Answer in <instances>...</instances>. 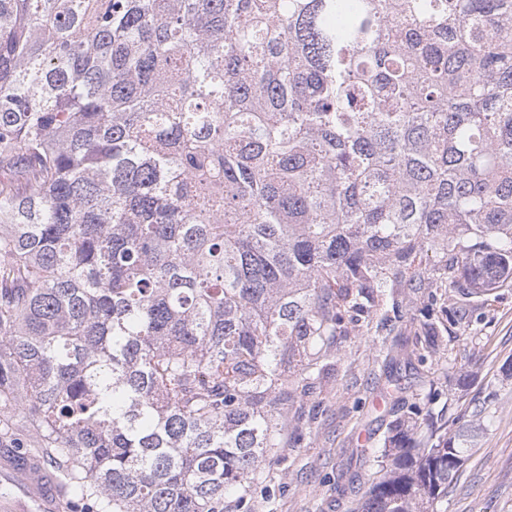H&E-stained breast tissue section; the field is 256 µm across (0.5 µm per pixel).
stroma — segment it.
<instances>
[{"label":"stroma","instance_id":"1","mask_svg":"<svg viewBox=\"0 0 512 512\" xmlns=\"http://www.w3.org/2000/svg\"><path fill=\"white\" fill-rule=\"evenodd\" d=\"M456 365L448 373L398 364L386 379L387 345L380 336L352 338L339 354L337 372L306 405L314 417L299 448H276L258 469L243 506L224 512H353L375 468L393 408L400 398L436 390L461 402L497 391L490 422L457 480L448 488V512H512V294L498 303L478 344L453 343Z\"/></svg>","mask_w":512,"mask_h":512}]
</instances>
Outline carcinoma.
I'll return each mask as SVG.
<instances>
[{
  "label": "carcinoma",
  "mask_w": 512,
  "mask_h": 512,
  "mask_svg": "<svg viewBox=\"0 0 512 512\" xmlns=\"http://www.w3.org/2000/svg\"><path fill=\"white\" fill-rule=\"evenodd\" d=\"M509 288L512 0H0V406L69 512H224L353 337ZM495 399L399 403L357 512H448Z\"/></svg>",
  "instance_id": "cac0c4a2"
}]
</instances>
